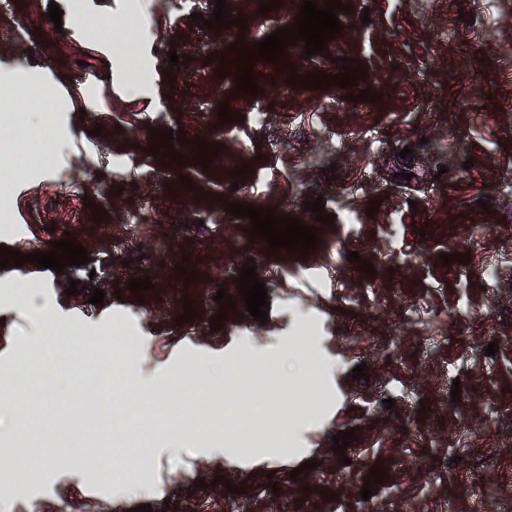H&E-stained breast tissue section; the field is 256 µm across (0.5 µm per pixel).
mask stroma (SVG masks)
<instances>
[{"label":"stroma","mask_w":512,"mask_h":512,"mask_svg":"<svg viewBox=\"0 0 512 512\" xmlns=\"http://www.w3.org/2000/svg\"><path fill=\"white\" fill-rule=\"evenodd\" d=\"M53 1L63 12L58 27L47 16ZM224 1L245 20L249 44L294 24L302 2L281 0L259 15L252 0ZM216 2L0 0V169L18 168L17 137L41 142L28 118L9 110L15 88L57 90L51 149L39 147L19 175L0 182V246L46 252L69 236L85 248L88 264L58 273L27 262L19 271L55 301L73 344L96 347L111 331L113 364L136 388L115 386L89 360L53 396L24 388L10 395L0 409L8 430L55 418L64 448L25 495L0 481V512H134L144 504L153 512H512V262L494 279L482 272L488 256L512 252V0H340L342 36L312 58L300 41L286 55L300 75L339 74L347 57L361 62L365 78L310 91L262 60L253 70L256 97L234 96L236 80L219 74L229 45L204 23ZM132 8L145 22L138 49L150 73L137 87L112 38L89 39L71 23L79 11L117 25ZM171 50L188 65L169 66ZM365 89L377 102L357 100ZM223 103L241 120L219 123ZM259 110L272 114L269 125L255 122ZM165 128L182 130L184 142L172 149L185 162L165 167L145 154L151 130ZM199 140L222 148L206 167L194 160ZM406 147L413 153L405 157ZM243 166L252 172L240 184ZM200 190L207 199L197 200ZM318 199L334 223L316 224L307 211ZM228 202L270 206L315 226L317 248L304 258L267 255L249 219L225 211ZM96 205L105 211L99 220ZM351 251L374 274L349 262ZM444 253L451 264L441 262ZM250 258L267 288L263 323L246 311L236 282ZM105 264L112 280L103 285L90 272ZM183 267L194 278L178 276ZM14 271L0 270V310L15 311L10 339L0 338V374L30 351L35 330L13 296ZM145 276L152 289L128 290ZM73 280L81 290L70 297ZM98 287L105 298L94 305L88 298ZM221 289L235 308L217 330ZM188 303L197 316L178 324ZM305 326L309 351L292 370L281 352ZM255 361L265 372L253 390L288 416V458H260L256 432L273 443L278 436L241 402L212 410L224 428L220 461L205 458L192 427L155 415L160 392L181 405L173 377L190 374L212 388L214 370L237 378ZM362 363L367 378L353 377ZM310 387L319 406L294 414ZM76 396L91 416L78 432L62 422ZM349 428L357 439L337 454L332 439ZM172 440L181 446L174 456ZM122 442L149 449L147 470L120 485L77 469L76 457H106ZM311 459L318 466L309 470ZM378 464L386 475L374 482ZM219 475L236 490L216 502L205 485Z\"/></svg>","instance_id":"35a3bbf8"}]
</instances>
